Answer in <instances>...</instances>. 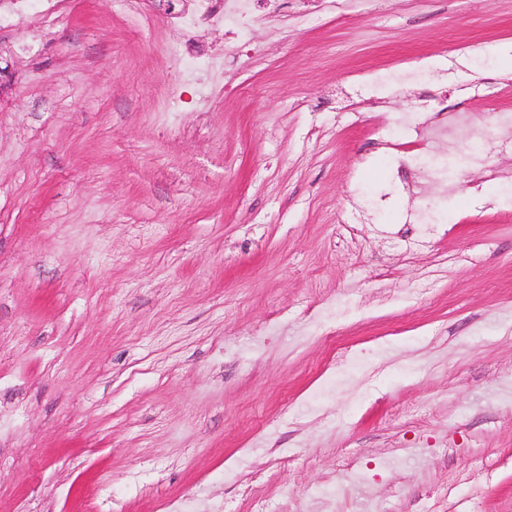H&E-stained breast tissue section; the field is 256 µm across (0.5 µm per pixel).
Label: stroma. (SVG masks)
<instances>
[{"instance_id": "stroma-1", "label": "stroma", "mask_w": 512, "mask_h": 512, "mask_svg": "<svg viewBox=\"0 0 512 512\" xmlns=\"http://www.w3.org/2000/svg\"><path fill=\"white\" fill-rule=\"evenodd\" d=\"M187 39L0 29V512H512V0ZM170 57L175 68L180 73H196L207 68L209 57L191 47L188 43L178 44L171 48Z\"/></svg>"}]
</instances>
